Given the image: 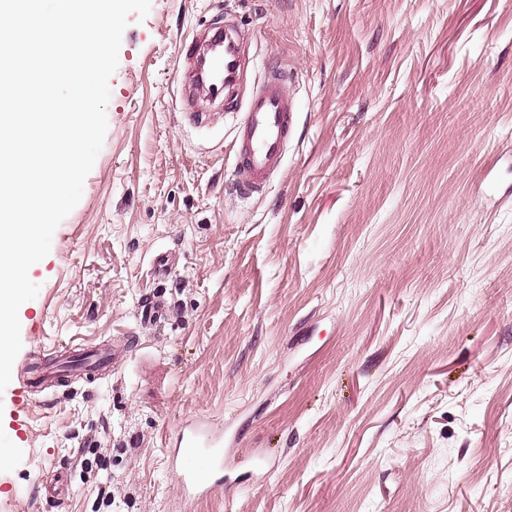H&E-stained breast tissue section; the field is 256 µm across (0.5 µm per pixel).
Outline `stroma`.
<instances>
[{"label": "stroma", "mask_w": 512, "mask_h": 512, "mask_svg": "<svg viewBox=\"0 0 512 512\" xmlns=\"http://www.w3.org/2000/svg\"><path fill=\"white\" fill-rule=\"evenodd\" d=\"M213 24L297 101L258 198L230 101L182 109L181 40ZM110 90L18 357L112 367L0 393V512H512V0H151ZM186 418L224 434L194 502Z\"/></svg>", "instance_id": "35a3bbf8"}]
</instances>
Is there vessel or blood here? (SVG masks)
<instances>
[{"instance_id": "vessel-or-blood-1", "label": "vessel or blood", "mask_w": 512, "mask_h": 512, "mask_svg": "<svg viewBox=\"0 0 512 512\" xmlns=\"http://www.w3.org/2000/svg\"><path fill=\"white\" fill-rule=\"evenodd\" d=\"M188 69L183 89L207 88L211 97L232 95L243 66L237 41L223 26L186 37L182 43ZM297 103L280 72H271L248 100L237 121L234 143L236 178L244 197L263 194L280 169L292 131ZM191 468H174L185 496L193 497L224 486V441L196 422L187 423L179 436Z\"/></svg>"}]
</instances>
